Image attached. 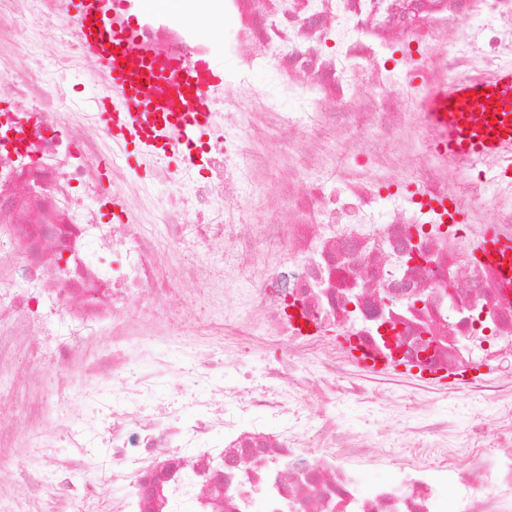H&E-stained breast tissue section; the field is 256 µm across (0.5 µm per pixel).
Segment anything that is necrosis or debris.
I'll use <instances>...</instances> for the list:
<instances>
[{"label":"necrosis or debris","instance_id":"obj_1","mask_svg":"<svg viewBox=\"0 0 512 512\" xmlns=\"http://www.w3.org/2000/svg\"><path fill=\"white\" fill-rule=\"evenodd\" d=\"M217 2L233 67L213 108L237 148L199 144V180L154 164L149 211L122 165L100 172L109 133L58 79L83 55L70 0H0V376L25 371L22 403L0 400V504L143 512L149 484L150 512H512V453L484 445L512 436V381L480 372L512 367V272L483 248L512 238V153L449 159L424 114L439 80L512 68V0ZM134 47L209 55L181 15H141ZM178 294L209 314L185 335L160 317ZM266 340L263 383L221 381ZM353 362L376 387L343 386ZM401 370L408 460L331 415L385 405ZM432 392L492 411L462 436Z\"/></svg>","mask_w":512,"mask_h":512}]
</instances>
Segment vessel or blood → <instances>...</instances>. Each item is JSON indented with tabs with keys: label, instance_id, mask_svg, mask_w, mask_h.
<instances>
[{
	"label": "vessel or blood",
	"instance_id": "b4317fda",
	"mask_svg": "<svg viewBox=\"0 0 512 512\" xmlns=\"http://www.w3.org/2000/svg\"><path fill=\"white\" fill-rule=\"evenodd\" d=\"M72 5L83 24L84 51L106 75L94 104L107 128L135 145L139 159L161 153L176 157L181 166L194 165L197 142L216 131L209 101L224 82L223 60L211 57L191 70L165 59L143 61L132 49L136 28L122 0H72ZM145 77L163 85L166 95L145 97ZM484 98L490 114L473 120L467 106ZM425 107L428 126L449 158L512 150V69L489 83H438Z\"/></svg>",
	"mask_w": 512,
	"mask_h": 512
}]
</instances>
